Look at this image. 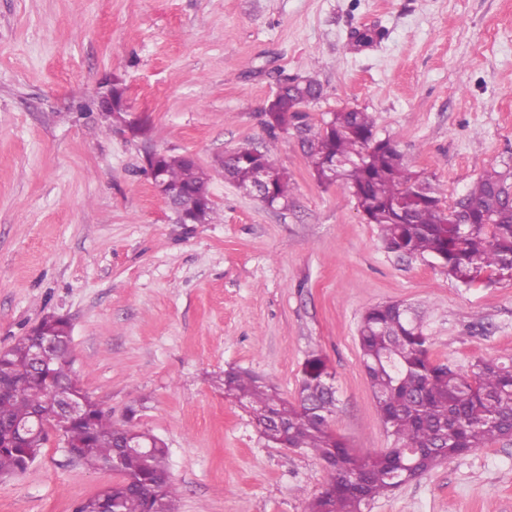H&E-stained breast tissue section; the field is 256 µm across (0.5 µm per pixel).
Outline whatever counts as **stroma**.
Segmentation results:
<instances>
[{"mask_svg":"<svg viewBox=\"0 0 512 512\" xmlns=\"http://www.w3.org/2000/svg\"><path fill=\"white\" fill-rule=\"evenodd\" d=\"M112 75L146 136L77 111ZM295 76L321 85L312 128L343 108L372 113L446 203L485 170H512V0H0V347L69 316L78 383L166 442L176 512H307L329 480L310 452L266 445L225 399V370L292 400L322 356L331 427L368 455L394 441L360 361L366 308L423 309L432 360L460 371L512 357V281L464 287L433 259L387 252L343 188L316 180L295 132L273 154L287 207L217 175L211 220L178 223L145 148L207 167L262 145L277 80ZM116 480L53 435L26 473L0 478V512H75ZM369 512H512V439Z\"/></svg>","mask_w":512,"mask_h":512,"instance_id":"obj_1","label":"stroma"}]
</instances>
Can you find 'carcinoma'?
I'll return each instance as SVG.
<instances>
[{
	"instance_id": "1",
	"label": "carcinoma",
	"mask_w": 512,
	"mask_h": 512,
	"mask_svg": "<svg viewBox=\"0 0 512 512\" xmlns=\"http://www.w3.org/2000/svg\"><path fill=\"white\" fill-rule=\"evenodd\" d=\"M110 103L96 98L89 110L117 116L126 113L125 88L114 80ZM321 96L312 77H288L275 93L277 108L264 112L271 144L259 150L238 147L218 159L215 170L248 194L262 163L275 168L276 197L288 202V173L275 166L271 154L277 132L293 125L306 133L303 155L318 182H329L324 164L336 160V182L376 224L384 248L400 256L435 259L448 278L470 286L490 272L489 282L512 280V195L504 189L512 174L485 171L456 201L471 207V223H453V206L443 203V190L420 179L404 162L396 145L377 137L368 112L342 109L323 127L311 131L303 111H291ZM149 164L164 178L186 190L207 188L210 171L182 154L154 152ZM42 330L63 341L69 333L61 321L40 320ZM361 364L376 401L379 420L393 437L389 453L359 456L331 428L336 408L332 374L323 359L307 360L298 398L290 401L262 377L248 371L224 372V396L244 408L264 440L272 445L310 451L330 472V480L308 512H364L372 501L412 481L438 462L468 454L512 431V362L480 360L463 373L430 358L429 337L410 306L400 302L368 308L357 327ZM26 335L0 348V476L22 473L35 460L57 425V389L68 385L82 402L84 417L62 429V441L92 469H112L120 480L102 503L82 501L76 512H175L177 488L163 440L130 422L117 423L72 376V360L59 355L49 370L35 377ZM37 416L44 428L23 445H10L8 426ZM152 444L138 453L124 448L129 435Z\"/></svg>"
}]
</instances>
